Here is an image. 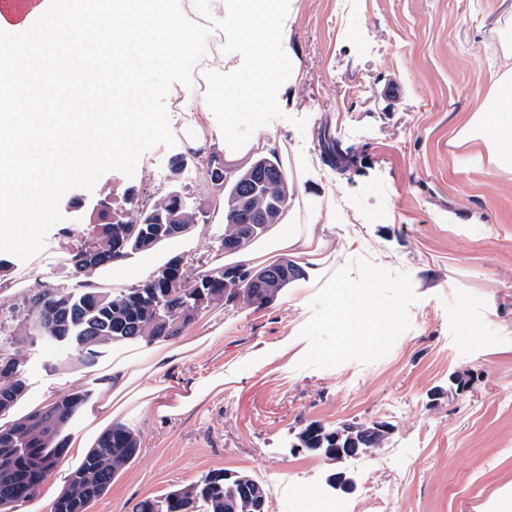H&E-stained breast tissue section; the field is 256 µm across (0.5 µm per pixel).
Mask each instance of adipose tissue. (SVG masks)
Instances as JSON below:
<instances>
[{
    "mask_svg": "<svg viewBox=\"0 0 512 512\" xmlns=\"http://www.w3.org/2000/svg\"><path fill=\"white\" fill-rule=\"evenodd\" d=\"M284 0H243L241 12L224 11V0H186L195 23L209 28L216 41L213 51L198 58L205 90L191 112L185 133L189 148L212 142L213 112L234 111L245 102L262 113L279 106L288 87L299 78L289 62L288 35L277 23ZM47 22L40 39L12 47L0 64V90L17 93L29 101L32 85H65L73 69L85 67L92 45L109 44L112 54L98 57L99 75L106 82L96 111L51 120L49 113L11 110L0 113V237L18 250L31 247L16 214H34L36 207L52 206L59 186L71 170L82 168L86 158L115 162L133 150L140 126L152 123L154 112L149 84L143 74L179 65L189 50L179 31L164 21L163 0H80L77 12L43 10ZM253 46L247 65L232 67L224 51L226 31ZM130 84L124 102L137 109L123 124L112 111L114 83ZM481 139L491 165L512 168V65L503 64L493 91L479 110L452 137L462 145ZM309 199L284 210L279 223L269 225L261 238L238 252L224 256L221 266L262 268L275 258H293L297 265L319 264L332 253V243L303 223ZM337 318L343 344L369 346L379 341L378 327L387 319L373 296L339 289ZM213 336L206 324L187 326L177 340L143 345L135 350L115 349L112 362L92 367L98 397L80 407L81 427L70 433L59 462L67 470L89 453L98 434L113 422H133L147 413L178 419L224 389L223 374L201 386L187 387L172 378L173 367L206 350Z\"/></svg>",
    "mask_w": 512,
    "mask_h": 512,
    "instance_id": "1",
    "label": "adipose tissue"
}]
</instances>
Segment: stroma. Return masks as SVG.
<instances>
[{
	"label": "stroma",
	"mask_w": 512,
	"mask_h": 512,
	"mask_svg": "<svg viewBox=\"0 0 512 512\" xmlns=\"http://www.w3.org/2000/svg\"><path fill=\"white\" fill-rule=\"evenodd\" d=\"M499 0H291L290 45L300 78L279 107L260 115L238 104L225 138L283 140L289 193L321 196L311 222L331 240L324 270L269 303L205 306L212 346L175 370L185 384L224 375L222 393L180 419L151 414L134 425L137 457L90 512H133L144 499L245 472L266 492V512H314L311 494L353 505L379 487L393 512H491L512 488V172L491 165L463 172L481 142L448 139L478 109L489 78L512 54V21ZM195 96L201 74L171 67L152 83L155 128L137 133L126 160L92 176L62 180L49 214L30 221L32 251L0 247L10 270L0 281V337L20 334L32 288L80 294L71 251L100 200L134 218L170 192L207 225L183 253L191 276L220 256L224 194L208 180L209 155L186 145L188 116L172 90ZM180 169H173V162ZM371 289L393 313L373 346L338 349L329 323L336 288ZM26 397L63 378L95 397L77 346L51 336L22 343ZM388 424L382 448L341 466L299 451L310 422ZM344 470L351 491L334 486Z\"/></svg>",
	"instance_id": "1"
}]
</instances>
